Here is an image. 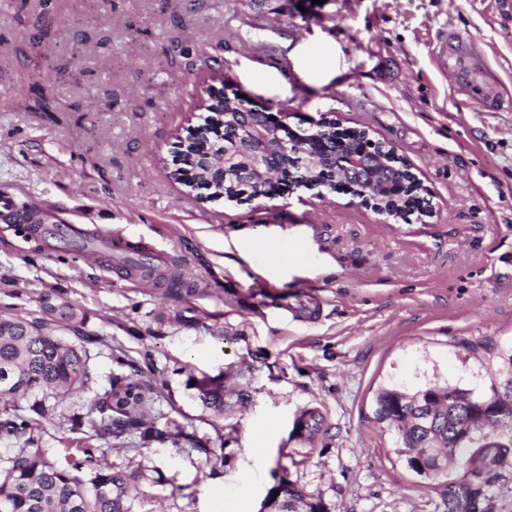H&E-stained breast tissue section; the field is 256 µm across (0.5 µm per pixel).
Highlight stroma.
<instances>
[{"label": "stroma", "instance_id": "35a3bbf8", "mask_svg": "<svg viewBox=\"0 0 512 512\" xmlns=\"http://www.w3.org/2000/svg\"><path fill=\"white\" fill-rule=\"evenodd\" d=\"M451 35L464 57L443 58ZM216 72L295 130L325 116L369 130L430 212L389 219L302 184L238 202L189 190L174 143ZM3 195L167 250L189 284L153 286L0 216V316L66 300L82 317L57 334L86 351L91 380L60 399L41 447L62 458L68 416L115 374L152 381L158 428L183 430L95 440L135 479L127 512H260L284 483L325 512H447L464 467L417 475L375 396L434 379L486 392L512 346V0H327L305 18L286 0H0ZM478 340L496 353L469 352ZM205 375L231 411L194 399ZM309 409L327 426L312 439L295 428ZM482 478L488 512H512V455Z\"/></svg>", "mask_w": 512, "mask_h": 512}]
</instances>
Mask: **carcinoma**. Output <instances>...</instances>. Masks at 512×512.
Wrapping results in <instances>:
<instances>
[{
    "label": "carcinoma",
    "mask_w": 512,
    "mask_h": 512,
    "mask_svg": "<svg viewBox=\"0 0 512 512\" xmlns=\"http://www.w3.org/2000/svg\"><path fill=\"white\" fill-rule=\"evenodd\" d=\"M343 132H332L320 143L319 164L309 182L329 187L325 170L332 168L342 154ZM245 148L242 132L234 126L224 127L219 140L205 128L185 151L189 168L197 171V179L223 190L231 199L249 191L260 193L253 183H242L233 165L213 170L209 156L238 153ZM420 192L383 202L387 214L400 218L422 207ZM46 320H29L14 314L0 317V432L22 443L7 457H0V504L5 512H127L125 506L130 482L122 474L112 472L99 464L96 448L76 439L65 448L64 462L48 456L38 447L35 430L41 423L20 414L18 400L34 396L32 411L44 418L54 405L49 399L72 395L86 384L89 373L84 352L76 344H67L52 333V325L60 321L74 322L78 318L75 306L67 301L49 304ZM502 379L491 385L487 394L474 395L475 404L457 407L444 402L447 390L458 388L448 382H430L414 392L399 387H385L376 394L377 422L395 428V454L402 456L407 448H424L430 442L456 450L463 455L474 449L482 469L472 472L459 493L448 499V512H484L486 495L479 483L482 470L496 466L512 453V423L504 426L484 422L491 410H505L512 414V352L501 353ZM120 376H112L109 387L98 394L87 410L69 419V431L77 432L85 425L96 431V437L120 440L134 434L144 442L158 440L167 432L156 426L151 415L154 387L148 383L127 380L125 386H134L142 393L140 403L122 417L115 416L114 387ZM194 388L201 404L216 413H224V383L215 377L202 376ZM303 427L312 438L324 428V417L314 410L302 413ZM308 494L292 488L288 498L272 507V512H295L296 504L303 503Z\"/></svg>",
    "instance_id": "cac0c4a2"
}]
</instances>
